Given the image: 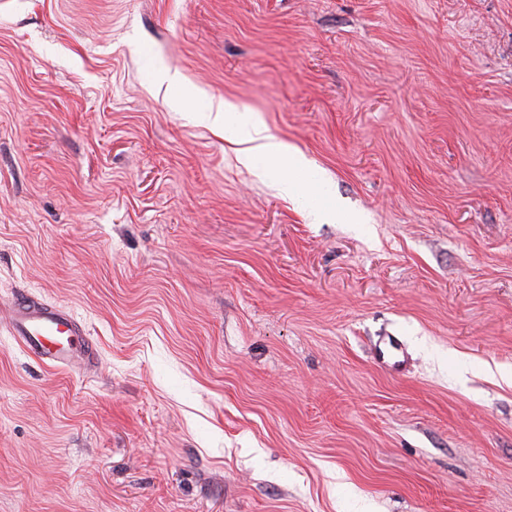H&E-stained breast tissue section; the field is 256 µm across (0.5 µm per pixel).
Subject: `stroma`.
Returning a JSON list of instances; mask_svg holds the SVG:
<instances>
[{"label": "stroma", "instance_id": "35a3bbf8", "mask_svg": "<svg viewBox=\"0 0 512 512\" xmlns=\"http://www.w3.org/2000/svg\"><path fill=\"white\" fill-rule=\"evenodd\" d=\"M0 512H512V0H0ZM243 147L236 150L237 161L250 167L256 155H262L274 164L281 172L280 186L283 193H293L297 187L294 174L301 170L306 159L301 155L288 154V148L268 134L267 129L260 124H244L235 142ZM9 330L29 353L55 367L91 364L95 344L68 310L27 295H15L8 304Z\"/></svg>", "mask_w": 512, "mask_h": 512}]
</instances>
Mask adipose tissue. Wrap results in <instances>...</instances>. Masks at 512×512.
Returning <instances> with one entry per match:
<instances>
[{
	"label": "adipose tissue",
	"mask_w": 512,
	"mask_h": 512,
	"mask_svg": "<svg viewBox=\"0 0 512 512\" xmlns=\"http://www.w3.org/2000/svg\"><path fill=\"white\" fill-rule=\"evenodd\" d=\"M237 142L239 147L236 157L241 165L251 166L255 156H264L271 160L275 169L280 172L282 192L288 194L295 191L297 187L295 174L306 164L303 156L289 154L287 147L259 124L243 125L238 133Z\"/></svg>",
	"instance_id": "1"
}]
</instances>
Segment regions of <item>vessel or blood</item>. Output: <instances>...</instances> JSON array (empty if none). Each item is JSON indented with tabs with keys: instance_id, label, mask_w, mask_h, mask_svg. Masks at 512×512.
<instances>
[{
	"instance_id": "b4317fda",
	"label": "vessel or blood",
	"mask_w": 512,
	"mask_h": 512,
	"mask_svg": "<svg viewBox=\"0 0 512 512\" xmlns=\"http://www.w3.org/2000/svg\"><path fill=\"white\" fill-rule=\"evenodd\" d=\"M8 309L11 334L35 357L63 368L93 362L95 344L70 311L22 294L11 298Z\"/></svg>"
}]
</instances>
